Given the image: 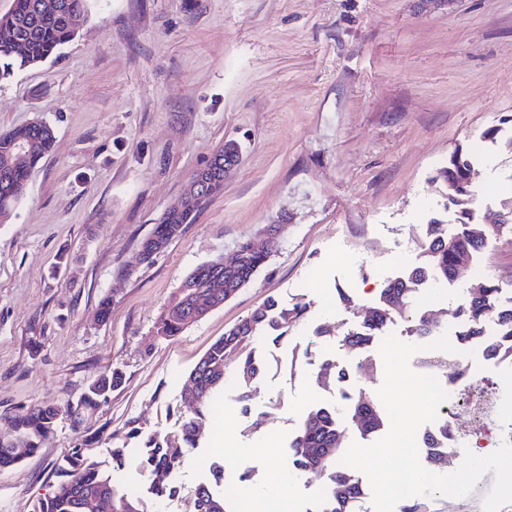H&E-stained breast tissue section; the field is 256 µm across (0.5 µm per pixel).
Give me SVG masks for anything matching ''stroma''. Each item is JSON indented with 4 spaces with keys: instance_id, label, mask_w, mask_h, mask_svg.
I'll use <instances>...</instances> for the list:
<instances>
[{
    "instance_id": "obj_1",
    "label": "stroma",
    "mask_w": 512,
    "mask_h": 512,
    "mask_svg": "<svg viewBox=\"0 0 512 512\" xmlns=\"http://www.w3.org/2000/svg\"><path fill=\"white\" fill-rule=\"evenodd\" d=\"M508 115L512 0H90L57 56L0 81V132L42 121L55 135L0 224V436L23 409H61L38 451L0 470V512H33L78 445L147 512H188L222 463L220 491L242 512L246 487L287 471L303 412L334 402L315 376L325 359L348 361L340 339L375 302L381 274L417 262L422 224L447 219L437 168ZM228 140L242 160L223 193L140 261L153 225ZM475 170L481 212L498 210L512 197V147L491 149ZM277 218L278 242L245 288L180 334L158 335L192 269L231 259ZM478 265L512 289V235L490 240ZM475 266L420 294L416 307L438 330L455 331L458 289ZM270 298L310 311L280 343L258 337L228 354L201 445L171 476L178 495L153 500L129 421L146 436L176 433L194 415L190 372ZM250 354L263 370L245 416L237 368ZM110 368L123 385L73 421L66 406ZM450 397L458 449L512 443V362L485 363L480 383ZM261 445L274 448L273 465L251 456ZM116 447L129 450L119 471ZM247 470L248 486L232 485ZM326 484L317 472L293 477L287 512H315Z\"/></svg>"
}]
</instances>
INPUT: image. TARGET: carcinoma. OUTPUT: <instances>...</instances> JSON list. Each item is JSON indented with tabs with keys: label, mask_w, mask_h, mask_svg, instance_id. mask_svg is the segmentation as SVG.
Listing matches in <instances>:
<instances>
[{
	"label": "carcinoma",
	"mask_w": 512,
	"mask_h": 512,
	"mask_svg": "<svg viewBox=\"0 0 512 512\" xmlns=\"http://www.w3.org/2000/svg\"><path fill=\"white\" fill-rule=\"evenodd\" d=\"M90 0H13L11 10L0 16V26L12 25L24 41L22 53L0 41V80L8 79L16 72L34 66L54 55L75 36L81 18L87 16ZM54 141L52 128L44 123H32L0 133V222L8 218L25 195L29 173L48 154ZM23 143L26 150L17 153L16 144ZM476 155L457 147L448 162L437 173L448 186L445 208L450 210L456 231L446 232L442 222L432 219L423 225L420 237L421 260L404 274L389 278L378 291L377 302L369 307L362 320L349 329L340 340L341 347L354 360L347 364L325 361L323 369L335 372L336 390L344 407H315L304 413L289 448L288 463L304 473L313 470L315 462L328 456L325 463L329 483L315 512H352V507L362 498L359 478L345 468L341 457L345 453L342 438L349 430L368 440L388 428L390 420L386 411L374 399L362 394H352L353 378L365 367L364 354L375 339L383 334L387 321L383 312L386 302L392 298L404 304L412 302L426 281L450 283L455 274V257L458 253L481 254L487 247L489 236L502 232L512 233V199L504 205V223L490 231L479 224V191L468 185ZM200 212L183 211L171 215L164 213L141 248H158L168 245L184 230V225L194 223ZM245 255L240 262L226 268L216 260L196 266L187 277L195 281V295L188 304L178 295H172L162 311L158 333L164 337L176 336L186 328L188 308L205 304L213 297L208 283L213 279L224 281V289L234 293L248 284L268 262L270 254L248 248V241L241 242ZM477 290L466 287L458 298L461 327L456 339L462 345L482 341L484 326L489 316L496 318L498 335L484 343L486 360L502 362L512 360V299L501 298V288L491 278L474 282ZM308 307L298 302L291 308H283L269 300L256 308L251 315L215 341L191 372L201 397L196 404L197 417L184 421L174 439L150 435L143 440L140 456L141 469L159 476L152 493L158 498H172L178 488L169 481V473L181 467L186 449L195 448L199 441L197 418L208 409L213 395L224 387V358L234 348L237 336L250 338L267 336L277 342L288 329L307 315ZM410 332L418 336L431 335L429 313L418 312ZM261 365L248 356L239 364L238 374L243 381L236 396L244 414L251 412L252 395L248 383L256 378ZM122 382V374L114 369L93 376L86 392L78 402L80 407H92L106 398L112 389ZM59 410L53 407L34 406L12 417V435L0 439V469L9 468L39 449L42 438L54 430ZM424 461L437 469L448 464V456L456 452V446L448 423H438L424 432L421 442ZM20 448L17 454L14 449ZM63 480L52 494L39 500L34 512H85L82 505L90 498L115 497L124 499L138 508L140 503L116 489L112 476L101 469L100 464L86 455L84 449L74 448L66 457V466L60 468ZM190 512H228L223 498L212 493L209 484L197 487L190 504Z\"/></svg>",
	"instance_id": "carcinoma-1"
}]
</instances>
